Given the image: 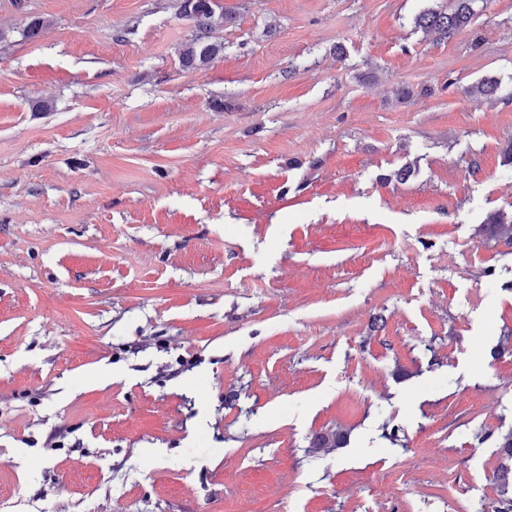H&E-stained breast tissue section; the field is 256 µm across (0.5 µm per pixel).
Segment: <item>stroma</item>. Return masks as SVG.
Returning a JSON list of instances; mask_svg holds the SVG:
<instances>
[{
	"instance_id": "35a3bbf8",
	"label": "stroma",
	"mask_w": 512,
	"mask_h": 512,
	"mask_svg": "<svg viewBox=\"0 0 512 512\" xmlns=\"http://www.w3.org/2000/svg\"><path fill=\"white\" fill-rule=\"evenodd\" d=\"M181 3L0 0V512H504L512 0ZM214 6L213 0H183L182 14L194 25L191 37L179 51V61L186 71L208 65L224 51L223 44L209 40ZM476 0H455L450 13L428 9L416 17L415 24L428 33L441 39H448L469 26L476 14L473 4ZM485 224L488 226L489 237L496 242L512 246V213L498 212L491 215Z\"/></svg>"
}]
</instances>
